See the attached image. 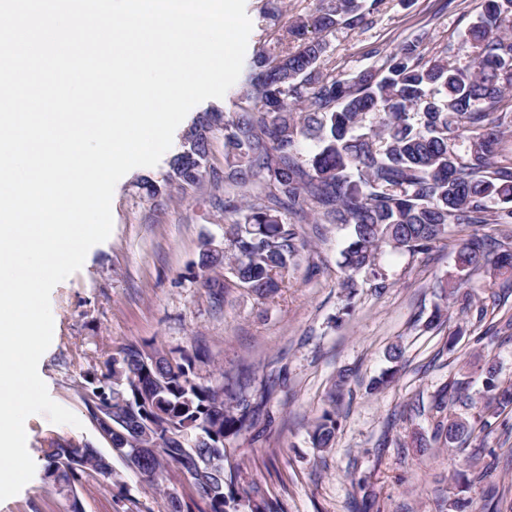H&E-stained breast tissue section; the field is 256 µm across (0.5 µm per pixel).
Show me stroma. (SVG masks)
Wrapping results in <instances>:
<instances>
[{
    "mask_svg": "<svg viewBox=\"0 0 512 512\" xmlns=\"http://www.w3.org/2000/svg\"><path fill=\"white\" fill-rule=\"evenodd\" d=\"M482 5L483 0H381L367 24L325 34V65L346 79L416 38L423 39L427 54L466 65L464 34ZM167 170L163 158L118 181L110 238L93 246L81 269L52 290L53 339L38 371L50 397L79 423L55 424L32 415L33 461H40L49 434L108 448L82 402L79 369L103 361L115 344L152 341L190 355L206 384L223 383L225 373L247 363L253 388L273 387L259 425L237 445L285 512H448L471 453L441 447L421 455L410 447L413 436H431V405L450 379L467 376L470 395L480 397L483 368L491 362L500 382L512 385V294L486 317L475 309L497 286L488 272H475L468 284L474 308L449 303L443 331L425 327L438 302L436 285L454 272L457 245L468 228H452L446 246L427 254L383 252L378 263L387 275L384 289L364 282L350 298L339 267L347 229L306 221L301 230L307 249L274 298H258L233 283L217 301L197 274L203 242L224 243V213L211 203L224 188L206 180L148 199L139 179L159 180ZM458 329L463 335L455 351H448V334ZM393 345L404 352L403 368L394 382L370 391L371 381L388 368L386 352ZM344 369L353 375L339 404L336 440L322 451L311 444V425ZM483 453L498 459L487 478L498 494L485 500L480 485L469 494L474 502H488L491 512H512V412L493 419ZM112 469L116 482L99 479L79 487L83 512H162L166 490L187 502L193 498L177 473L157 485L118 456ZM0 512L58 510L38 471L18 494L0 501Z\"/></svg>",
    "mask_w": 512,
    "mask_h": 512,
    "instance_id": "35a3bbf8",
    "label": "stroma"
}]
</instances>
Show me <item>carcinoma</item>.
Masks as SVG:
<instances>
[{"instance_id": "1", "label": "carcinoma", "mask_w": 512, "mask_h": 512, "mask_svg": "<svg viewBox=\"0 0 512 512\" xmlns=\"http://www.w3.org/2000/svg\"><path fill=\"white\" fill-rule=\"evenodd\" d=\"M311 19L276 29L280 9L267 5L266 36L272 43L253 62L238 110L200 113L183 136L162 182L141 179L150 199L167 188L199 184L209 175L214 131L224 132V212L236 216L224 232V247L206 241L200 255L201 283L220 287L222 269L253 294L268 299L285 283L288 269L306 248L300 227L313 216L350 228L341 252L342 286L348 295L357 276L385 281L377 263L384 250L426 254L448 238L451 226L472 232L458 245L455 272L438 282L439 299L470 305L464 291L472 274L491 268L501 300L512 293V240H492L479 227L493 220L512 224V155L501 143L512 126V0H484L463 48L472 60L458 66L426 57L423 40L407 41L350 79L327 71L326 45L307 36L365 24L381 0H319ZM316 151L308 158L300 143ZM499 205L491 210L490 204ZM395 366L374 381L389 384L402 368L403 351L390 347ZM485 394L475 400L465 382L453 381L435 404L433 440L466 444L491 427L490 419L512 407V385L497 383L495 364L484 368ZM86 411L97 422L112 415L126 434L124 451L145 449L138 473L156 482L174 470L189 481L206 512H284L263 490L251 466L230 443L257 425L261 404L241 378L218 386L198 380L192 358L150 343L112 347L101 372L80 371ZM350 372H339L327 407L314 422L312 444L333 447L336 403ZM461 404L469 417L452 412ZM43 479L63 500L80 502L77 487L114 477L112 460L100 448L60 437L43 440ZM491 465H470L462 475L452 512H475L470 487L485 481Z\"/></svg>"}]
</instances>
